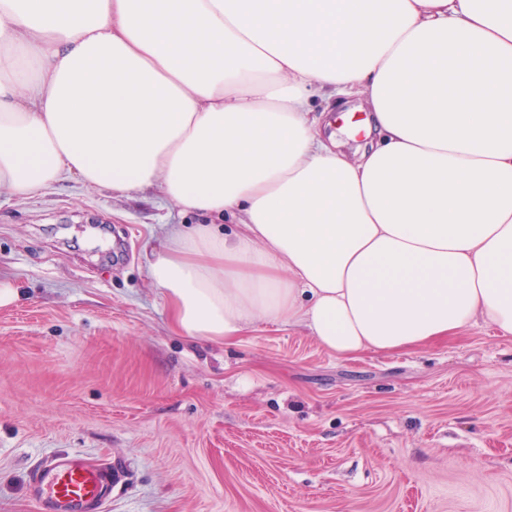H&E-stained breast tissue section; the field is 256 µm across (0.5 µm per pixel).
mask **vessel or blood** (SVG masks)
Returning a JSON list of instances; mask_svg holds the SVG:
<instances>
[{"label": "vessel or blood", "mask_w": 512, "mask_h": 512, "mask_svg": "<svg viewBox=\"0 0 512 512\" xmlns=\"http://www.w3.org/2000/svg\"><path fill=\"white\" fill-rule=\"evenodd\" d=\"M33 483L40 492L38 505H51L53 512H99L115 476L55 457L36 470Z\"/></svg>", "instance_id": "1"}]
</instances>
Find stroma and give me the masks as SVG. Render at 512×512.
Returning <instances> with one entry per match:
<instances>
[{
  "label": "stroma",
  "mask_w": 512,
  "mask_h": 512,
  "mask_svg": "<svg viewBox=\"0 0 512 512\" xmlns=\"http://www.w3.org/2000/svg\"><path fill=\"white\" fill-rule=\"evenodd\" d=\"M69 179L0 205V512L68 455L104 512H512V337L340 359L303 329L175 334L144 256L198 223Z\"/></svg>",
  "instance_id": "stroma-1"
}]
</instances>
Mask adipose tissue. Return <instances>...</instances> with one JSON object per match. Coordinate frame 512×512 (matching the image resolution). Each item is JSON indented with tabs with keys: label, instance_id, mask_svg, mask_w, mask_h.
I'll list each match as a JSON object with an SVG mask.
<instances>
[{
	"label": "adipose tissue",
	"instance_id": "adipose-tissue-1",
	"mask_svg": "<svg viewBox=\"0 0 512 512\" xmlns=\"http://www.w3.org/2000/svg\"><path fill=\"white\" fill-rule=\"evenodd\" d=\"M67 177L205 216L145 255L179 335L511 336L512 0H0V195Z\"/></svg>",
	"mask_w": 512,
	"mask_h": 512
}]
</instances>
